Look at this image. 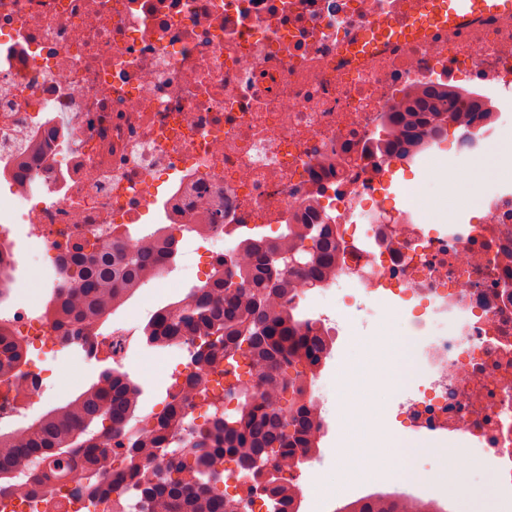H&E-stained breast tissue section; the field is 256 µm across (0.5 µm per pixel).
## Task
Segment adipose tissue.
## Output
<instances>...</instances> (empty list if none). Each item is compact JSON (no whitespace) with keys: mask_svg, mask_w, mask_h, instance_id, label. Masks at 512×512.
Segmentation results:
<instances>
[{"mask_svg":"<svg viewBox=\"0 0 512 512\" xmlns=\"http://www.w3.org/2000/svg\"><path fill=\"white\" fill-rule=\"evenodd\" d=\"M400 313H391L379 328L361 342L370 353L394 356L397 367L391 384L377 388L371 406L361 402L360 389L365 372L355 358H348L346 368L336 381V417L339 440L334 450L335 467L323 474L312 490L316 505L347 495L355 486L378 481H397L409 477L408 460L397 439L377 434L366 423L369 408L383 403L407 378L410 340Z\"/></svg>","mask_w":512,"mask_h":512,"instance_id":"adipose-tissue-1","label":"adipose tissue"}]
</instances>
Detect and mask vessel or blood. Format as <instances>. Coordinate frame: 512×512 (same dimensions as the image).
<instances>
[{
	"label": "vessel or blood",
	"instance_id": "vessel-or-blood-1",
	"mask_svg": "<svg viewBox=\"0 0 512 512\" xmlns=\"http://www.w3.org/2000/svg\"><path fill=\"white\" fill-rule=\"evenodd\" d=\"M511 12L512 0H424L419 13L407 27L399 29L394 24L381 20L374 24L373 30L375 33L391 34L405 41L423 36L436 26H453L473 16Z\"/></svg>",
	"mask_w": 512,
	"mask_h": 512
}]
</instances>
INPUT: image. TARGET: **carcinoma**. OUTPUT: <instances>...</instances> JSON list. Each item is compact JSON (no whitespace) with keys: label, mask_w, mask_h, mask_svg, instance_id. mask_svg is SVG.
Instances as JSON below:
<instances>
[{"label":"carcinoma","mask_w":512,"mask_h":512,"mask_svg":"<svg viewBox=\"0 0 512 512\" xmlns=\"http://www.w3.org/2000/svg\"><path fill=\"white\" fill-rule=\"evenodd\" d=\"M460 109L436 86L412 106L439 118L438 134L447 132L443 116ZM381 132L387 144L402 137V150L416 147L422 136L407 112L391 113ZM336 249L334 224H287L274 239L254 234L228 249L209 282L159 309L142 328L149 346L190 345L195 372L186 377L183 402L135 428L142 384L102 370L72 401L34 419L18 440L0 436V498L70 484L118 505L131 497L141 505L138 512H237L238 499L216 488L229 460L251 466L268 512H300L299 487L285 473L299 456L312 457L321 448L324 420L310 386L332 345L288 293L322 287L338 265ZM66 252L69 263L53 288L48 315L76 340L102 324L111 304L130 289L166 273L178 246L173 239L152 245L79 238ZM291 259L301 267L286 272L283 264ZM23 357L20 341L0 331V376ZM195 399L213 411L173 451L171 439L184 429ZM168 452L165 468L147 472L148 459ZM111 457L120 465L108 486L99 474ZM268 465L282 476L263 481ZM414 509L406 494L350 501V512Z\"/></svg>","instance_id":"cac0c4a2"}]
</instances>
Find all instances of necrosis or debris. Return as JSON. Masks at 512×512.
<instances>
[{
  "label": "necrosis or debris",
  "instance_id": "4bbe7bcc",
  "mask_svg": "<svg viewBox=\"0 0 512 512\" xmlns=\"http://www.w3.org/2000/svg\"><path fill=\"white\" fill-rule=\"evenodd\" d=\"M413 0H0V269L60 273L66 240L175 237L223 243L282 224H332L352 251L325 284L349 314L393 295L415 301L411 392L400 410L413 453L479 448L494 487H512V189L444 232L386 208L387 175L445 148L426 133L379 148L386 113L436 85L484 114L455 124L476 156L512 116V14L365 45L378 19ZM36 241V250L19 242ZM47 291L0 301L23 346L77 347L124 361L139 323L111 312L78 345L54 328ZM43 375L21 362L0 383V435L24 429ZM0 512H112L65 490L0 502Z\"/></svg>",
  "mask_w": 512,
  "mask_h": 512
}]
</instances>
